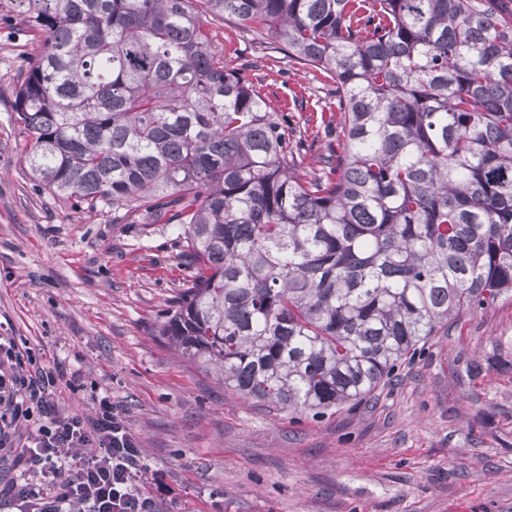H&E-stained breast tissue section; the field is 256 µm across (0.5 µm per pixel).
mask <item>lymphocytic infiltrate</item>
<instances>
[{
  "label": "lymphocytic infiltrate",
  "instance_id": "lymphocytic-infiltrate-1",
  "mask_svg": "<svg viewBox=\"0 0 512 512\" xmlns=\"http://www.w3.org/2000/svg\"><path fill=\"white\" fill-rule=\"evenodd\" d=\"M15 337L0 335V498L14 512H157L122 410L100 397L93 415L60 414L53 368H24Z\"/></svg>",
  "mask_w": 512,
  "mask_h": 512
}]
</instances>
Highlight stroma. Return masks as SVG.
<instances>
[{"label": "stroma", "mask_w": 512, "mask_h": 512, "mask_svg": "<svg viewBox=\"0 0 512 512\" xmlns=\"http://www.w3.org/2000/svg\"><path fill=\"white\" fill-rule=\"evenodd\" d=\"M216 42L269 100L286 104L318 168L335 142L320 75L229 22ZM31 35L0 21V334L64 375L59 412L125 413L160 512H512V374L466 366L512 357V296L460 318L373 405L313 418L240 399L161 340L192 283L175 224H116L34 186L12 105Z\"/></svg>", "instance_id": "1"}]
</instances>
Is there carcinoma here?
I'll return each instance as SVG.
<instances>
[{"instance_id":"carcinoma-1","label":"carcinoma","mask_w":512,"mask_h":512,"mask_svg":"<svg viewBox=\"0 0 512 512\" xmlns=\"http://www.w3.org/2000/svg\"><path fill=\"white\" fill-rule=\"evenodd\" d=\"M36 43L13 106L38 187L177 224L194 275L160 328L263 409L380 395L448 325L512 295V0H0ZM334 85L306 142L215 19Z\"/></svg>"}]
</instances>
